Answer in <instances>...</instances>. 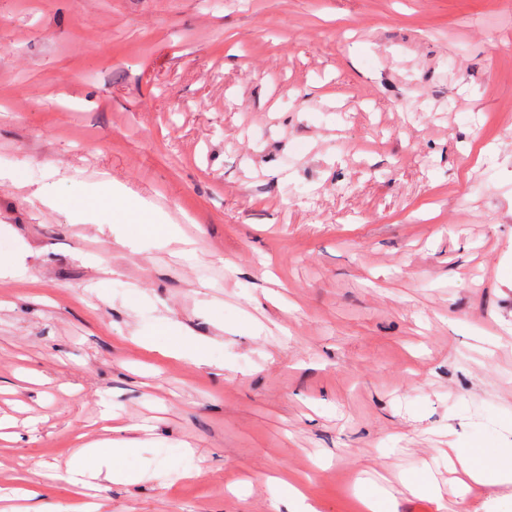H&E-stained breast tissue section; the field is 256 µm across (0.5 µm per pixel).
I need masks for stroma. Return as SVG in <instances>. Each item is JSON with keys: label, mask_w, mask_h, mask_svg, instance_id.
Segmentation results:
<instances>
[{"label": "stroma", "mask_w": 512, "mask_h": 512, "mask_svg": "<svg viewBox=\"0 0 512 512\" xmlns=\"http://www.w3.org/2000/svg\"><path fill=\"white\" fill-rule=\"evenodd\" d=\"M104 175L195 253L120 245ZM1 224L0 496L138 437L99 512H290L283 469L440 512L449 440L512 444V0H0ZM27 250L18 246L6 255H0V280L11 279L25 274Z\"/></svg>", "instance_id": "stroma-1"}]
</instances>
